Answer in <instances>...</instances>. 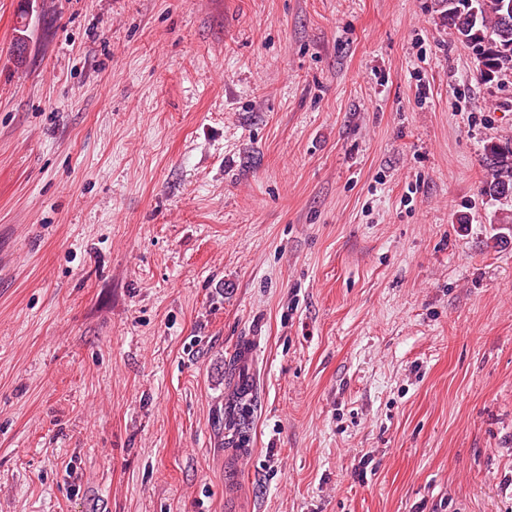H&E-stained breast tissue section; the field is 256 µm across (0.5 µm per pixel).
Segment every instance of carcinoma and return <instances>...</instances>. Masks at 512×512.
<instances>
[{
    "instance_id": "carcinoma-1",
    "label": "carcinoma",
    "mask_w": 512,
    "mask_h": 512,
    "mask_svg": "<svg viewBox=\"0 0 512 512\" xmlns=\"http://www.w3.org/2000/svg\"><path fill=\"white\" fill-rule=\"evenodd\" d=\"M444 18L454 37L490 61L495 72L506 75L512 72V35L496 38L493 45L486 44L489 34L499 32L506 16L512 14V0H439ZM486 179L480 192L500 204L493 215L496 224H512V138L492 141L483 147ZM249 393L248 384H237L236 398L225 411V420L232 426L237 441L246 440L249 421L243 414L241 401Z\"/></svg>"
}]
</instances>
